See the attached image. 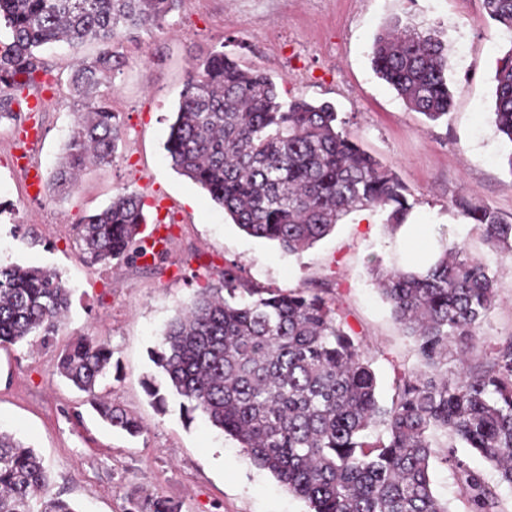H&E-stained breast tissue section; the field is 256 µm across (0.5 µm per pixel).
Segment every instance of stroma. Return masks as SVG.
<instances>
[{
    "mask_svg": "<svg viewBox=\"0 0 512 512\" xmlns=\"http://www.w3.org/2000/svg\"><path fill=\"white\" fill-rule=\"evenodd\" d=\"M396 19L437 26L448 43V78L457 92L439 122L407 110L373 72V38ZM511 46L485 19L482 0H181L161 27L120 43L125 64L99 88L122 127L117 156L83 170L71 193L58 198L45 188L30 196L24 171L8 159L16 132L0 123V207L10 213L0 220V260L55 270L72 291L70 311L49 345L0 348V429L42 456L53 491L78 512H122L131 495L169 499L181 512H309L235 440L203 418L187 421L178 398L158 409L144 388L156 372L150 353L199 287L218 282L225 265L237 262L246 279L266 288L328 289L341 318L365 339L378 398L389 402L395 375L417 359L373 288L370 270L404 264L407 254L399 234L372 211L351 213L297 256L241 231L166 158L186 74L221 49L272 76L282 98L334 105L345 134L397 174L413 216L433 225L438 239L465 243L496 271L497 300L476 341L482 351L512 335V262L490 252L452 202L468 196L512 222L508 147L491 122L497 61ZM97 53L91 41L75 50L44 48L49 75L13 100L19 113L26 101H41L42 136L29 155L43 176L55 168L75 118L73 62ZM125 189L149 202L167 198L163 251L149 267L127 260L86 264L75 224ZM80 336L109 345L112 374L98 393L139 420V437L105 425L86 394L59 376V352Z\"/></svg>",
    "mask_w": 512,
    "mask_h": 512,
    "instance_id": "1",
    "label": "stroma"
}]
</instances>
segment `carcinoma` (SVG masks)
I'll return each mask as SVG.
<instances>
[{
	"mask_svg": "<svg viewBox=\"0 0 512 512\" xmlns=\"http://www.w3.org/2000/svg\"><path fill=\"white\" fill-rule=\"evenodd\" d=\"M181 0H0V121L19 122L9 91L48 74L41 50L64 42L99 45L71 75L77 98L60 161L51 176L70 193L89 165L116 158L121 128L97 95L121 64L118 37L159 25ZM489 20L512 36V0H482ZM371 62L407 109L438 122L454 93L445 76L447 44L428 26L395 20L374 37ZM493 123L512 144V46L494 76ZM172 168L206 190L249 236L299 254L350 213L371 210L395 231L413 209L396 173L338 130V112L304 97L280 98L266 73L214 51L188 71L164 143ZM493 249L512 257V223L469 197L453 202ZM146 202L119 192L75 226L90 265L144 259L155 244L135 236ZM224 267L167 324L152 361L188 418L199 412L236 440L255 466L304 499L309 512H449L434 493L432 460L452 471L469 512H499L496 486L457 455L470 449L512 486V336L473 361L471 343L497 297L487 263L455 240L425 270L372 269V283L414 344L420 365L393 383L389 404L361 337L335 301L309 288H257ZM59 275L0 263V346L58 335L70 307ZM112 371V350L92 336L68 344L58 372L92 396L99 416L132 437L139 422L95 389ZM384 434L367 442L368 432ZM0 512H78L50 492L40 455L0 430ZM123 512H178L166 498L125 499Z\"/></svg>",
	"mask_w": 512,
	"mask_h": 512,
	"instance_id": "carcinoma-1",
	"label": "carcinoma"
}]
</instances>
